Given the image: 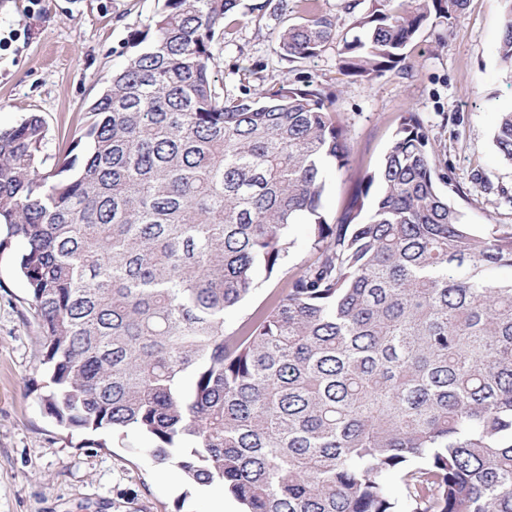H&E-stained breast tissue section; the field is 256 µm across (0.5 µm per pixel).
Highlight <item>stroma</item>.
<instances>
[{
	"label": "stroma",
	"mask_w": 512,
	"mask_h": 512,
	"mask_svg": "<svg viewBox=\"0 0 512 512\" xmlns=\"http://www.w3.org/2000/svg\"><path fill=\"white\" fill-rule=\"evenodd\" d=\"M346 0H320L337 19L336 42L306 63L282 60L275 37L283 17L265 13L217 49L218 87L239 93L246 70L313 80L336 94L349 165L328 168L324 211L337 218L356 183L376 170L400 115L423 119L439 168L466 192L459 207L477 231L512 225V163L494 134L512 111V66L499 57L502 0H467L452 26L426 27L401 67L370 82L343 75L338 40L353 36ZM162 0H0V129L31 112L47 127L45 153L62 154L90 103L130 53L129 31L147 25ZM13 256L0 255V512H208V490L187 488L177 468L158 465L147 438L58 427L41 401L46 378L39 324Z\"/></svg>",
	"instance_id": "35a3bbf8"
}]
</instances>
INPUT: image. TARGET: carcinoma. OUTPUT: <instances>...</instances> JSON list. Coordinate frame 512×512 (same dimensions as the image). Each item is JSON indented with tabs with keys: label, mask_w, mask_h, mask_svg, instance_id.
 Instances as JSON below:
<instances>
[{
	"label": "carcinoma",
	"mask_w": 512,
	"mask_h": 512,
	"mask_svg": "<svg viewBox=\"0 0 512 512\" xmlns=\"http://www.w3.org/2000/svg\"><path fill=\"white\" fill-rule=\"evenodd\" d=\"M465 4L371 0L357 14L352 0L359 34L342 39L340 70L384 76ZM241 7L162 0L52 166L38 113L0 130V253L19 248L45 409L68 428L140 431L157 463L223 483L241 512H512V278L496 274L512 269V226L464 221L414 112L328 222L326 165H349L336 96L261 75L221 92L214 51ZM268 9L297 16L276 37L288 62L336 40L319 0L249 11ZM495 143L512 162V112ZM299 216L313 261L225 329L258 276L284 271Z\"/></svg>",
	"instance_id": "1"
}]
</instances>
